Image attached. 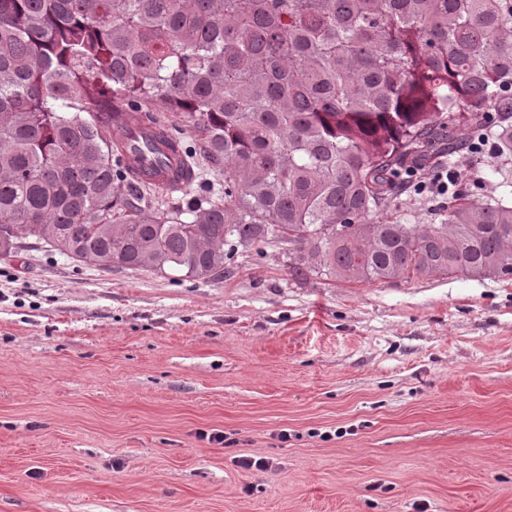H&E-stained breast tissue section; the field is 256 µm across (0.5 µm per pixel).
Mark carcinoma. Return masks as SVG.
<instances>
[{
    "mask_svg": "<svg viewBox=\"0 0 512 512\" xmlns=\"http://www.w3.org/2000/svg\"><path fill=\"white\" fill-rule=\"evenodd\" d=\"M133 115L185 186L125 164L108 128ZM462 127L512 157V0H0L3 254L206 280L277 241L296 280L508 281L512 201L450 183L439 222L397 217Z\"/></svg>",
    "mask_w": 512,
    "mask_h": 512,
    "instance_id": "carcinoma-1",
    "label": "carcinoma"
}]
</instances>
